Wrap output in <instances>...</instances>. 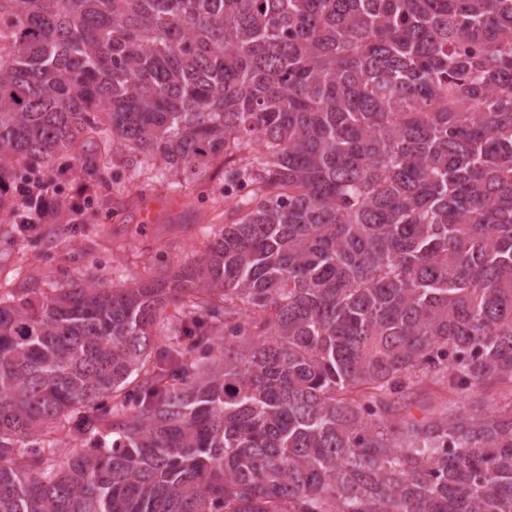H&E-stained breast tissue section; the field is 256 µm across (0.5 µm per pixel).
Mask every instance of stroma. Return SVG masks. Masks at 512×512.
<instances>
[{
    "label": "stroma",
    "mask_w": 512,
    "mask_h": 512,
    "mask_svg": "<svg viewBox=\"0 0 512 512\" xmlns=\"http://www.w3.org/2000/svg\"><path fill=\"white\" fill-rule=\"evenodd\" d=\"M132 157L128 149H110L106 165L116 180L109 186H86L75 169L57 174L61 197L84 189L88 207L81 224L63 213L51 227L53 239L17 235L11 218L0 214V285L16 294L46 292L66 277L81 281L92 265L101 285L118 287L200 255L224 226L213 206L221 197V162L203 172L150 170L133 165ZM147 210L153 220L145 225Z\"/></svg>",
    "instance_id": "obj_1"
}]
</instances>
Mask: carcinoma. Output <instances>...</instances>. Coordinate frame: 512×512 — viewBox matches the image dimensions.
Segmentation results:
<instances>
[{
    "instance_id": "cac0c4a2",
    "label": "carcinoma",
    "mask_w": 512,
    "mask_h": 512,
    "mask_svg": "<svg viewBox=\"0 0 512 512\" xmlns=\"http://www.w3.org/2000/svg\"><path fill=\"white\" fill-rule=\"evenodd\" d=\"M130 144L249 192L172 273L0 290V512H512V0H0V210ZM441 391L440 387L432 380H425L422 384L409 390V394L401 400L402 406L408 405V408L402 410L405 413L408 409L414 416L420 418L424 416L422 410L426 409L437 398L438 393Z\"/></svg>"
}]
</instances>
